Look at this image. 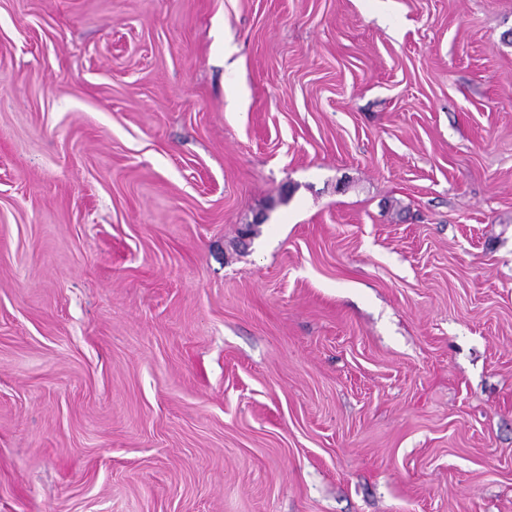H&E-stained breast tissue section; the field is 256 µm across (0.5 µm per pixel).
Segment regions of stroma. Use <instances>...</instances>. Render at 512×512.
<instances>
[{"label": "stroma", "mask_w": 512, "mask_h": 512, "mask_svg": "<svg viewBox=\"0 0 512 512\" xmlns=\"http://www.w3.org/2000/svg\"><path fill=\"white\" fill-rule=\"evenodd\" d=\"M0 512H512V0H0Z\"/></svg>", "instance_id": "35a3bbf8"}]
</instances>
